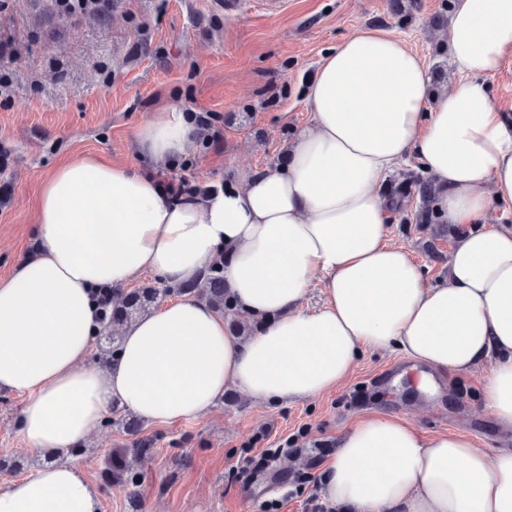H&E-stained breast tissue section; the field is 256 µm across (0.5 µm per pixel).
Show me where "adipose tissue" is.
<instances>
[{"label": "adipose tissue", "mask_w": 512, "mask_h": 512, "mask_svg": "<svg viewBox=\"0 0 512 512\" xmlns=\"http://www.w3.org/2000/svg\"><path fill=\"white\" fill-rule=\"evenodd\" d=\"M448 49L463 80L437 94L403 39L367 30L341 41L307 90L312 122L286 144L287 163L236 170L201 194L170 198L157 174L198 138L197 113L175 103L137 127L142 168L90 154L52 170L36 204L39 247L0 278V389L27 398L29 452H69L115 404L171 423L205 414L231 387L264 403L316 397L341 387L369 348L423 366L408 383L424 396L438 392L435 376L492 361L485 400L512 429V115L486 83L512 56V0H456ZM410 156L438 189L442 222L461 229L433 284L390 244L393 211L378 189ZM218 259L256 332L235 334L208 302L185 297L125 328L117 362H89L99 289L145 273L177 286ZM314 286L324 301L309 310ZM322 482L341 512H512V449L426 439L378 412L341 433ZM0 512L102 505L62 462L0 489Z\"/></svg>", "instance_id": "obj_1"}]
</instances>
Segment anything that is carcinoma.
<instances>
[{"label":"carcinoma","mask_w":512,"mask_h":512,"mask_svg":"<svg viewBox=\"0 0 512 512\" xmlns=\"http://www.w3.org/2000/svg\"><path fill=\"white\" fill-rule=\"evenodd\" d=\"M437 188L428 176L414 171H406L385 184L382 194L392 205V211L399 214L404 224H437L439 217L434 209ZM200 297L210 302L224 316V322L237 333L242 332L237 317L238 309L232 301L224 282L223 263L217 261L207 268L203 277L191 284L178 288L145 287L136 288L125 294L118 302L104 303V336L112 341V347L103 348L98 353L102 361L113 354V347L120 343L123 328L135 319L148 305L160 296L171 294ZM112 483L129 487L136 483L134 466L127 454L112 458L109 468Z\"/></svg>","instance_id":"carcinoma-1"}]
</instances>
